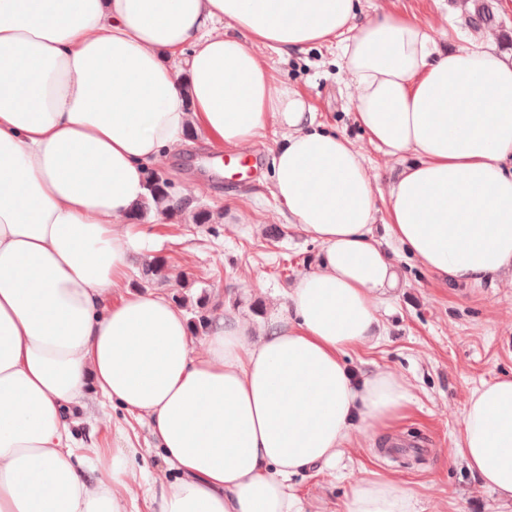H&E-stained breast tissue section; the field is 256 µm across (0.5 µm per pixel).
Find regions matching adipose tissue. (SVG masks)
Listing matches in <instances>:
<instances>
[{
    "mask_svg": "<svg viewBox=\"0 0 512 512\" xmlns=\"http://www.w3.org/2000/svg\"><path fill=\"white\" fill-rule=\"evenodd\" d=\"M331 42L370 142L413 156L382 205L359 150L255 50ZM191 126L217 150L282 130L273 194L322 247L286 313L221 317L198 353L165 294L112 296L146 169ZM389 241L441 283L512 287V58L358 21L355 0H0V512H128L126 451L74 447L89 392L148 416L179 473L148 484V512H300L295 476L412 401L392 371L357 382L344 363L396 285ZM450 456L512 503V377L470 393ZM345 512L414 502L364 480Z\"/></svg>",
    "mask_w": 512,
    "mask_h": 512,
    "instance_id": "1",
    "label": "adipose tissue"
}]
</instances>
